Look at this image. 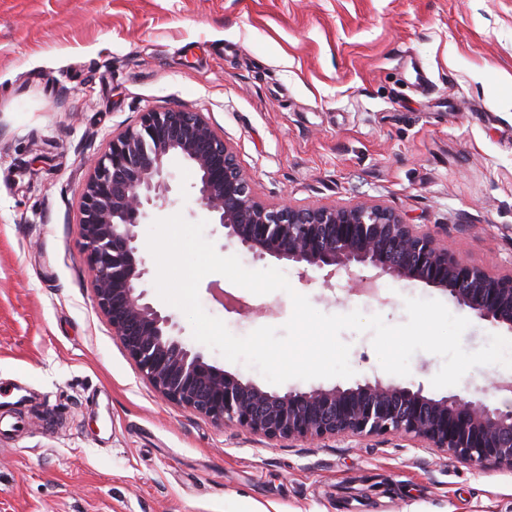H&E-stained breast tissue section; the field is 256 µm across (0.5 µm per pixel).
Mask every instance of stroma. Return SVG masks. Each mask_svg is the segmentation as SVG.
Returning a JSON list of instances; mask_svg holds the SVG:
<instances>
[{
	"mask_svg": "<svg viewBox=\"0 0 512 512\" xmlns=\"http://www.w3.org/2000/svg\"><path fill=\"white\" fill-rule=\"evenodd\" d=\"M172 106L204 113L262 201H374L512 271V0H0V414L15 425L0 430V512H512L506 470L392 436L271 443L156 394L95 303L78 221L87 159ZM164 170L172 191L150 221H205L220 255L281 270L322 313L397 325L419 297L469 320L465 350L508 333L417 280L360 294L325 267L254 259L201 208L189 163ZM199 300L238 337L293 310L219 274ZM340 338L354 374L327 386L512 402V369L436 389L439 356L416 353L401 377L371 333ZM204 355L270 392L313 386Z\"/></svg>",
	"mask_w": 512,
	"mask_h": 512,
	"instance_id": "stroma-1",
	"label": "stroma"
}]
</instances>
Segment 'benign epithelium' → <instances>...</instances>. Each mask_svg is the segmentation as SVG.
Listing matches in <instances>:
<instances>
[{"mask_svg": "<svg viewBox=\"0 0 512 512\" xmlns=\"http://www.w3.org/2000/svg\"><path fill=\"white\" fill-rule=\"evenodd\" d=\"M171 156L193 165L198 202L254 257L342 269L363 291L374 290L384 275L417 280L512 331V273L490 274L377 203H266L203 113L183 107L149 111L112 134L107 151L90 160L80 224L97 307L163 400L269 441L387 435L437 448L452 460L512 471V404L501 409L456 395L437 399L421 385L413 390L380 381L271 393L189 348L174 316L145 301L149 269L137 247L147 208L167 202L172 191L164 173ZM359 265L376 273L361 276L354 271Z\"/></svg>", "mask_w": 512, "mask_h": 512, "instance_id": "7a95c632", "label": "benign epithelium"}]
</instances>
